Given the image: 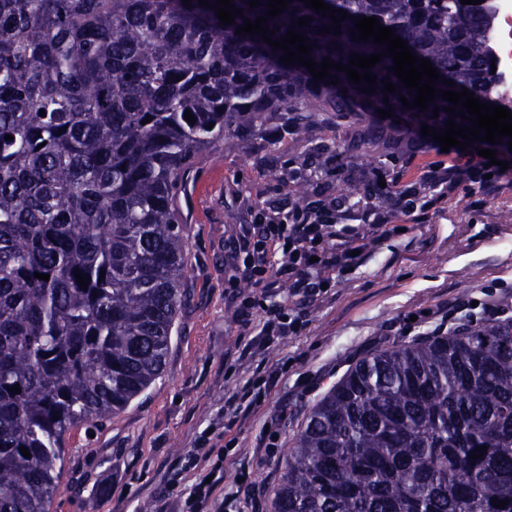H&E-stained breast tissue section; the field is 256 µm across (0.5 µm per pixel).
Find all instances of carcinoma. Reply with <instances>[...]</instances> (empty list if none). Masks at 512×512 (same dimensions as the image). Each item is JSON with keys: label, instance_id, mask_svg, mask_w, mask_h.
Here are the masks:
<instances>
[{"label": "carcinoma", "instance_id": "obj_1", "mask_svg": "<svg viewBox=\"0 0 512 512\" xmlns=\"http://www.w3.org/2000/svg\"><path fill=\"white\" fill-rule=\"evenodd\" d=\"M260 2L231 0L243 16L225 26L199 0H0V512H49L66 434L119 412L165 365L186 301L174 202L224 130L290 112L302 136L297 104L310 99L343 118L363 103L350 151L402 133L377 123L379 109L446 128L450 102L403 106L416 91L388 72L390 57L370 68L367 94L343 71L317 83L260 36L236 34L268 11ZM324 2L393 29L455 82L437 88L512 109L491 72L492 0ZM307 16L296 30L317 63L384 50L351 40L350 19L319 33L332 19L301 0L268 20L272 39ZM285 469L275 512H512V323L371 353L309 410Z\"/></svg>", "mask_w": 512, "mask_h": 512}]
</instances>
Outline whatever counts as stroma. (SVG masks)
<instances>
[{"label": "stroma", "mask_w": 512, "mask_h": 512, "mask_svg": "<svg viewBox=\"0 0 512 512\" xmlns=\"http://www.w3.org/2000/svg\"><path fill=\"white\" fill-rule=\"evenodd\" d=\"M286 118L270 115L247 134L225 131L197 160L176 200L178 231L189 245L188 302L176 317L165 368L118 414L67 433L50 512H153L155 496L171 503L188 496L196 478L182 468L189 456L227 449L248 463L262 506L252 510L227 479L207 512H273L308 409L351 368L375 350L404 344L406 335L431 331V311L450 299L468 297L483 323V302L512 296V190L476 211L460 196L431 223L412 226L366 266L337 278L302 335L275 341L263 355H243L250 336L224 296L225 245L249 223L252 205L295 204L275 172L319 154L324 189L335 196L395 153L384 138L365 152L344 150L354 125L328 112L313 113L300 139L273 136ZM262 362L280 368L269 395L247 418L233 416L225 401Z\"/></svg>", "instance_id": "stroma-1"}]
</instances>
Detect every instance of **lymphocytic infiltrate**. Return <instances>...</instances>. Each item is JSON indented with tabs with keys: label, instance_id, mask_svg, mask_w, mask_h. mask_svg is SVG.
<instances>
[{
	"label": "lymphocytic infiltrate",
	"instance_id": "lymphocytic-infiltrate-1",
	"mask_svg": "<svg viewBox=\"0 0 512 512\" xmlns=\"http://www.w3.org/2000/svg\"><path fill=\"white\" fill-rule=\"evenodd\" d=\"M423 149L421 141L411 140L402 164L378 170L366 181L368 193L358 199L336 196L288 209H261L253 212L251 223L242 225L228 246L233 273L227 286L243 325L256 326L261 343L301 335L309 324L307 310L319 305L337 277L364 266L399 228L427 223L457 193H464L476 208L504 186L499 166L488 165L476 151L416 164ZM381 195L387 205L376 204ZM244 282L250 292L241 291ZM284 286L291 299L276 302ZM204 466L210 481L196 482L177 512H201L217 484L227 478L236 480L244 494L256 496L249 468L236 458L223 456L210 463L193 456L186 463L190 470Z\"/></svg>",
	"mask_w": 512,
	"mask_h": 512
}]
</instances>
